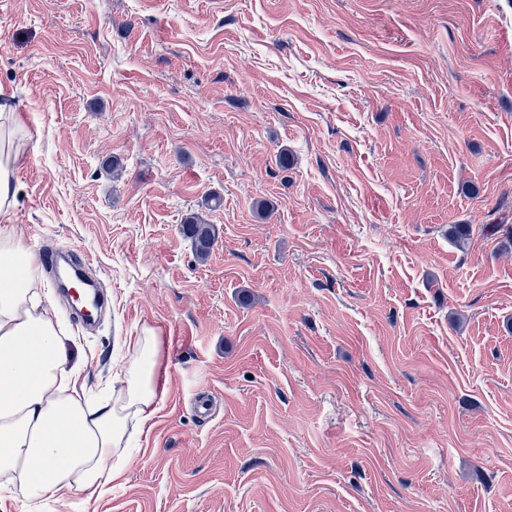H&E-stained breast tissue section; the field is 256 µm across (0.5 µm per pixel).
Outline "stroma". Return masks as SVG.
<instances>
[{"label":"stroma","mask_w":512,"mask_h":512,"mask_svg":"<svg viewBox=\"0 0 512 512\" xmlns=\"http://www.w3.org/2000/svg\"><path fill=\"white\" fill-rule=\"evenodd\" d=\"M0 105L10 228L112 295L88 332L40 285L90 385L146 328L168 369L123 485L41 512H512V240L479 231L512 228V0H0ZM20 126L15 113H0V217H8L15 205L13 164L17 159L15 141ZM183 231L191 239L198 260L210 254L215 240L211 224H206L200 216L193 214L184 220ZM45 269L50 274H60V270L63 266L76 270L80 265L89 263V259L75 251H56L46 250L45 251Z\"/></svg>","instance_id":"stroma-1"}]
</instances>
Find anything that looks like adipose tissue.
I'll return each mask as SVG.
<instances>
[{
	"label": "adipose tissue",
	"instance_id": "ef3b65f1",
	"mask_svg": "<svg viewBox=\"0 0 512 512\" xmlns=\"http://www.w3.org/2000/svg\"><path fill=\"white\" fill-rule=\"evenodd\" d=\"M20 125L15 113H0V217L15 205ZM40 268L39 254L0 228V479L20 488L25 512L46 498L89 502L111 493L125 473L117 458L130 432L151 428L164 396L163 338L145 329L118 390L85 401V366L39 288Z\"/></svg>",
	"mask_w": 512,
	"mask_h": 512
}]
</instances>
